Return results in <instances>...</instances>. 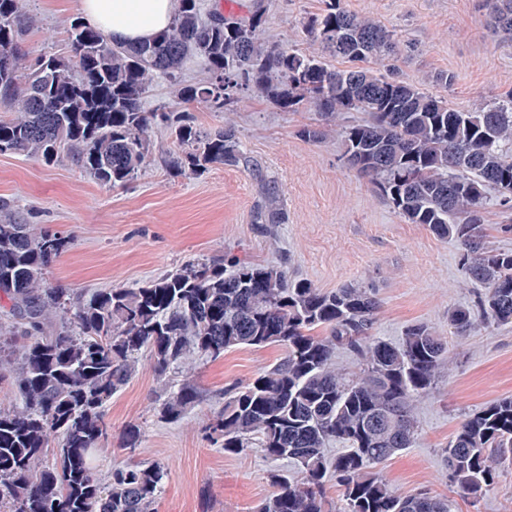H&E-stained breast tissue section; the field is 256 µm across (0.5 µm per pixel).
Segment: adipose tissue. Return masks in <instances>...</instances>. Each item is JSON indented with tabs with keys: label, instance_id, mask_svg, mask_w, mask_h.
<instances>
[{
	"label": "adipose tissue",
	"instance_id": "adipose-tissue-1",
	"mask_svg": "<svg viewBox=\"0 0 512 512\" xmlns=\"http://www.w3.org/2000/svg\"><path fill=\"white\" fill-rule=\"evenodd\" d=\"M175 0H77L83 18L121 42L144 41L169 25Z\"/></svg>",
	"mask_w": 512,
	"mask_h": 512
}]
</instances>
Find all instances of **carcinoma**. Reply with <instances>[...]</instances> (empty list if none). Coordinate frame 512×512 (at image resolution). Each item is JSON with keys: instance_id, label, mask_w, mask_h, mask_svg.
<instances>
[{"instance_id": "1", "label": "carcinoma", "mask_w": 512, "mask_h": 512, "mask_svg": "<svg viewBox=\"0 0 512 512\" xmlns=\"http://www.w3.org/2000/svg\"><path fill=\"white\" fill-rule=\"evenodd\" d=\"M305 32L319 46L306 54L260 40L264 0L247 13L201 0H176L167 29L139 45L108 40L82 18L68 27V54L22 49L33 23L24 0H0V154L54 163L71 159L104 185L138 177L151 132L161 126L174 149L166 167L201 176L216 166L250 168L235 126L203 128L191 111L144 108L162 79L181 102L222 112L254 91L286 112L312 108L311 142L342 112L361 117L343 127L348 166L411 224L453 241L476 304L448 309V330L462 337L480 325L512 324V250L486 244L487 202L512 213V90L467 111L399 75L401 42L372 17L321 0ZM493 29L512 39V0H485ZM207 77L184 84L191 57ZM341 59L344 66L328 63ZM276 185L255 224H283ZM71 238L36 232L0 203V379L14 402L0 408V512H153L166 470L158 463L96 473L107 434L106 404L149 352L159 384L157 418L175 423L202 399L177 379L188 361H215L242 347H278L282 356L224 390L207 429L229 454L256 448L291 462L301 479L272 470L274 488L256 512H327L326 483L336 479L342 512H453L444 496L392 490L379 466L413 447L419 399L437 385L448 339L424 324L393 344L374 335L380 304L367 288L331 291L288 275L283 265L236 257L197 259L136 288H109L72 302L70 289L45 279ZM347 352L357 368L336 362ZM56 447H51V443ZM331 443L342 446L334 458ZM456 492L477 496L512 457V397L465 416L445 449Z\"/></svg>"}]
</instances>
